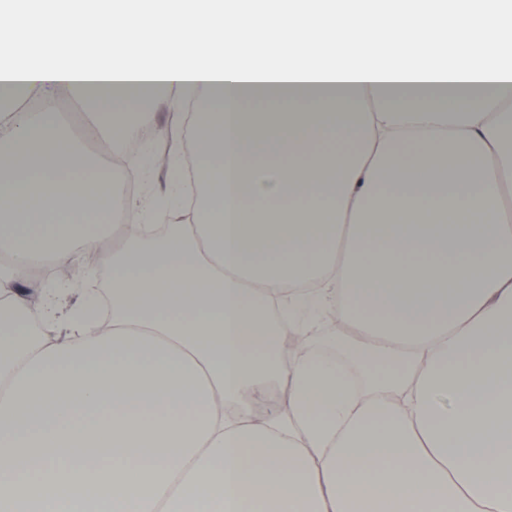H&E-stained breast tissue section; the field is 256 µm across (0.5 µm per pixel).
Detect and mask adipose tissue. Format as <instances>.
<instances>
[{"instance_id":"1","label":"adipose tissue","mask_w":512,"mask_h":512,"mask_svg":"<svg viewBox=\"0 0 512 512\" xmlns=\"http://www.w3.org/2000/svg\"><path fill=\"white\" fill-rule=\"evenodd\" d=\"M40 0L0 8V512H512V7L506 0ZM80 92L131 135L139 92L196 94L205 200L164 236L85 199ZM112 267V317L19 289L66 240ZM305 282L307 294L280 296ZM332 312L365 367L284 357Z\"/></svg>"}]
</instances>
